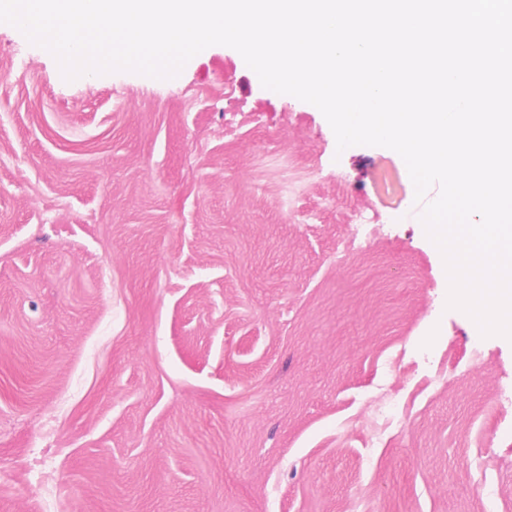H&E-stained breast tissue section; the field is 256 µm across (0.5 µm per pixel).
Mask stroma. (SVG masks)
Segmentation results:
<instances>
[{"label":"stroma","mask_w":512,"mask_h":512,"mask_svg":"<svg viewBox=\"0 0 512 512\" xmlns=\"http://www.w3.org/2000/svg\"><path fill=\"white\" fill-rule=\"evenodd\" d=\"M422 212L230 47L68 81L0 25V512H512Z\"/></svg>","instance_id":"35a3bbf8"}]
</instances>
